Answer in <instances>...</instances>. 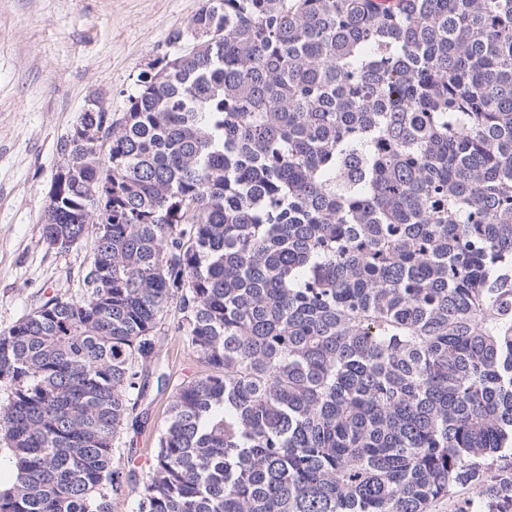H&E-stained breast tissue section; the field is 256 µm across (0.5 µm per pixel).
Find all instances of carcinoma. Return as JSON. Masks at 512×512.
<instances>
[{"label": "carcinoma", "mask_w": 512, "mask_h": 512, "mask_svg": "<svg viewBox=\"0 0 512 512\" xmlns=\"http://www.w3.org/2000/svg\"><path fill=\"white\" fill-rule=\"evenodd\" d=\"M60 145L84 295L0 332V512H112L170 309L206 366L134 512H512V0H205ZM111 283L106 288L104 284Z\"/></svg>", "instance_id": "1"}]
</instances>
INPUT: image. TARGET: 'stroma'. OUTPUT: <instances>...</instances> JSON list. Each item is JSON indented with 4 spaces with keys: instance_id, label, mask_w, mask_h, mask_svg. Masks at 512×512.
Wrapping results in <instances>:
<instances>
[{
    "instance_id": "1",
    "label": "stroma",
    "mask_w": 512,
    "mask_h": 512,
    "mask_svg": "<svg viewBox=\"0 0 512 512\" xmlns=\"http://www.w3.org/2000/svg\"><path fill=\"white\" fill-rule=\"evenodd\" d=\"M204 0H0V331L39 297L77 298L90 239L60 252L43 236L47 193L59 151L89 107L125 111L127 97L169 34L185 28ZM137 430H124L147 470L170 400L203 364L183 336L167 330L151 367Z\"/></svg>"
}]
</instances>
